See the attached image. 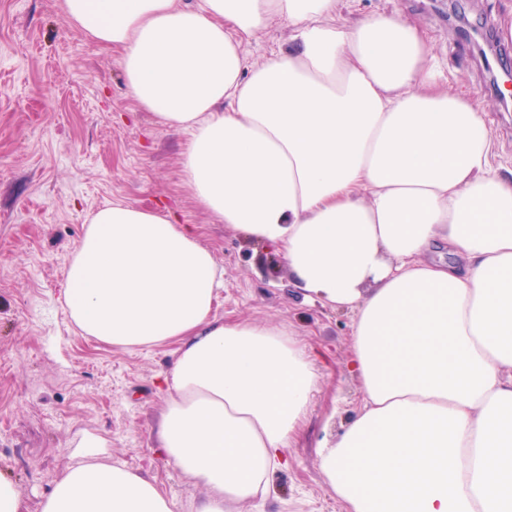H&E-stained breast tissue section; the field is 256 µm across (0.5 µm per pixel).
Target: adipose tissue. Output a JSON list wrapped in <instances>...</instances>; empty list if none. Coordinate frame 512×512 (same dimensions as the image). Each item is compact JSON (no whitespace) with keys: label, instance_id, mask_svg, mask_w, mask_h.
Instances as JSON below:
<instances>
[{"label":"adipose tissue","instance_id":"ef3b65f1","mask_svg":"<svg viewBox=\"0 0 512 512\" xmlns=\"http://www.w3.org/2000/svg\"><path fill=\"white\" fill-rule=\"evenodd\" d=\"M342 2L64 0L63 17L119 55L143 111L189 132L197 205L278 248L305 298L352 312L362 404L319 451L327 491L347 512H512V169L424 31L347 22ZM273 22L287 48L247 63ZM223 286L189 225L115 201L61 298L103 343L174 344L156 447L209 489L193 512L270 493L317 384L287 329L214 315ZM106 446L84 434L40 512H175Z\"/></svg>","mask_w":512,"mask_h":512}]
</instances>
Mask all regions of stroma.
<instances>
[{
  "mask_svg": "<svg viewBox=\"0 0 512 512\" xmlns=\"http://www.w3.org/2000/svg\"><path fill=\"white\" fill-rule=\"evenodd\" d=\"M373 12L425 30L449 87L486 109L498 161L511 168L512 109L490 86L471 34L491 29L511 71L503 26L512 0H352L346 16ZM187 141L138 108L118 54L70 29L60 0H0V474L23 486L28 512H39L87 432L107 439L114 463L154 479L176 512L207 493L154 451L173 344L102 343L60 301L89 216L116 200L190 225L223 272L214 314L286 328L315 362L313 404L287 466L272 476L274 492L228 512H345L326 490L317 446L360 409V382L347 367L351 314L306 302L273 249L195 203L180 178Z\"/></svg>",
  "mask_w": 512,
  "mask_h": 512,
  "instance_id": "1",
  "label": "stroma"
}]
</instances>
